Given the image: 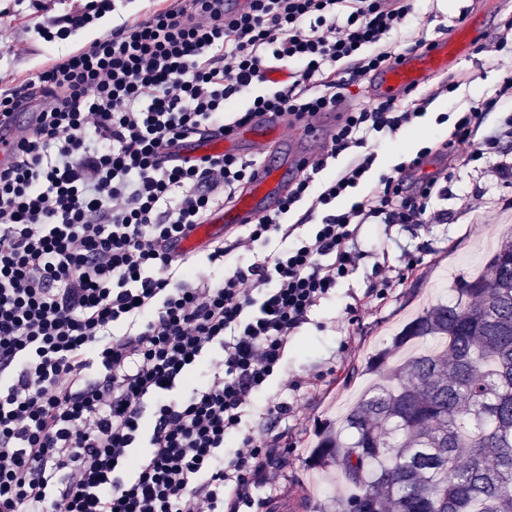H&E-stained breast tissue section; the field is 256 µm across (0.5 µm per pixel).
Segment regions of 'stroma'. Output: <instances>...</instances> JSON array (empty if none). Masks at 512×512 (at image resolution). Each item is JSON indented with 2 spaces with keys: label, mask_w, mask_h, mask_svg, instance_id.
Returning a JSON list of instances; mask_svg holds the SVG:
<instances>
[{
  "label": "stroma",
  "mask_w": 512,
  "mask_h": 512,
  "mask_svg": "<svg viewBox=\"0 0 512 512\" xmlns=\"http://www.w3.org/2000/svg\"><path fill=\"white\" fill-rule=\"evenodd\" d=\"M86 0H43L34 8L30 0H0V30L9 36L11 48L0 47V83L20 82L48 58L74 50L92 38L110 32L123 19L144 18L152 0H116V10L68 43H46L36 27L82 8ZM487 18L485 32L475 42L470 57L450 66L445 82L456 90L434 100L425 116L387 140L379 149L376 172L415 156L424 146L450 139L459 112L490 97L507 70L494 46L512 20V0H417L401 30L391 33L389 43L400 53L415 48L418 39H437L472 18ZM447 172L448 196L437 201L438 223L420 229L410 224H366L359 244L366 256L335 295L324 300L288 344V363L276 374L264 397L278 399L282 388L299 381L296 396L299 413L278 423L253 410L246 427L282 434L285 443L312 444L311 417L321 415L328 402L344 408L343 383L358 395L370 380L368 363L389 347L394 330L409 316L432 301L457 298L455 279L481 268L497 237L512 234V142L501 152L470 164L462 158H432L422 174ZM401 267L413 263L406 279L382 285L374 274L377 262ZM273 464L280 479L269 486L255 481L250 489L252 505L246 512H260L275 498L303 495L311 500L336 496L339 488L333 471L310 467L307 456L276 450Z\"/></svg>",
  "instance_id": "stroma-1"
}]
</instances>
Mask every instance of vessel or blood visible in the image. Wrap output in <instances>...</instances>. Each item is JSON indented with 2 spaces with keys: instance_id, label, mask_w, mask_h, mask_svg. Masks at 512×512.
<instances>
[{
  "instance_id": "1",
  "label": "vessel or blood",
  "mask_w": 512,
  "mask_h": 512,
  "mask_svg": "<svg viewBox=\"0 0 512 512\" xmlns=\"http://www.w3.org/2000/svg\"><path fill=\"white\" fill-rule=\"evenodd\" d=\"M481 28V23L468 22L448 36L402 55L398 62L377 75L376 94L399 100L435 76L447 72L451 63L459 61L470 52ZM279 129L276 123L262 129L244 127L235 134L205 142L201 150L208 154H234L238 151L241 138L259 136L266 139L277 135ZM18 141L19 132L14 125L0 124V163L12 158ZM287 189L288 185L278 171L265 167L232 205L217 209L204 224L196 226L183 240V248L197 249L212 238L224 236L225 232L237 225L251 223L273 207L286 194Z\"/></svg>"
}]
</instances>
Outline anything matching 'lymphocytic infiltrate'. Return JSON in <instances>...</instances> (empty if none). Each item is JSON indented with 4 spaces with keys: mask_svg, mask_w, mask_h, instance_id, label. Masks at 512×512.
<instances>
[{
    "mask_svg": "<svg viewBox=\"0 0 512 512\" xmlns=\"http://www.w3.org/2000/svg\"><path fill=\"white\" fill-rule=\"evenodd\" d=\"M414 2L250 0L228 13L224 0H169L0 91V119L28 118L0 165V512H224L226 494L246 500L276 437L243 419L291 337L356 269L362 225L426 227L448 193L438 174L408 181L427 146L337 206L383 142L453 91L344 106L346 87L398 60L386 38ZM111 9L88 0L39 33L63 40ZM504 97L512 77L456 120L449 154L466 145L475 162L512 138V118L474 137ZM242 98L246 109L227 111ZM336 110L277 210L201 254L180 251L262 165L193 155L189 141ZM304 206L321 216L305 233L286 220Z\"/></svg>",
    "mask_w": 512,
    "mask_h": 512,
    "instance_id": "lymphocytic-infiltrate-1",
    "label": "lymphocytic infiltrate"
}]
</instances>
